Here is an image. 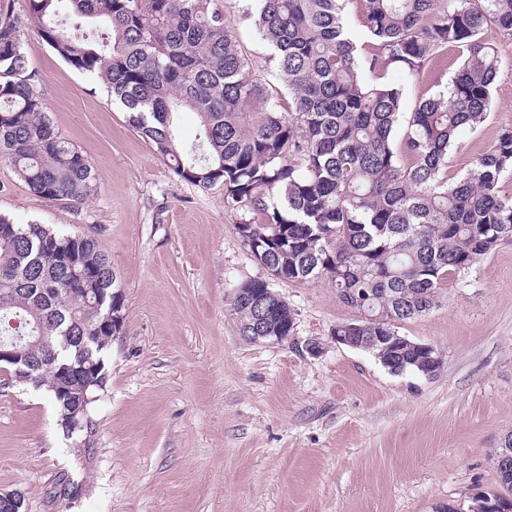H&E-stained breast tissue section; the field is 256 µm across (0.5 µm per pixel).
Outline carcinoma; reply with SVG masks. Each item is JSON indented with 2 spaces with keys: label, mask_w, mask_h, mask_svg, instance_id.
<instances>
[{
  "label": "carcinoma",
  "mask_w": 512,
  "mask_h": 512,
  "mask_svg": "<svg viewBox=\"0 0 512 512\" xmlns=\"http://www.w3.org/2000/svg\"><path fill=\"white\" fill-rule=\"evenodd\" d=\"M27 22L81 73L101 78L129 123L183 181L222 187L229 204L260 221L237 225L265 268L281 279H326L347 307L381 318L361 324V350L394 374L430 362L401 325L439 306L441 288L512 242V126L455 180L450 152L489 117L499 74L490 26L512 35V0H362L373 54L362 57L345 0H246L243 11L292 93L283 108L256 76L224 24L217 0H25ZM22 25L0 11V159L34 195L81 202L96 190L93 164L62 138L33 89ZM465 51L447 91L405 111L403 89L382 81L396 69L420 76L448 46ZM196 113L200 133L178 141L174 114ZM112 260L88 235L0 215V344L47 354L39 379L71 438L68 417L91 393L84 367L105 359L123 324H104L124 302ZM118 296H113V293ZM278 316L284 341L293 313L261 279L240 284L231 307L240 335L254 336L251 300ZM505 498L472 497L466 512Z\"/></svg>",
  "instance_id": "carcinoma-1"
}]
</instances>
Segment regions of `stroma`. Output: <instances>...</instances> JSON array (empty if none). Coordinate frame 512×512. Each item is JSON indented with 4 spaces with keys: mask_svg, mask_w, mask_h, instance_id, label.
<instances>
[{
    "mask_svg": "<svg viewBox=\"0 0 512 512\" xmlns=\"http://www.w3.org/2000/svg\"><path fill=\"white\" fill-rule=\"evenodd\" d=\"M225 23L274 96L291 93L241 9ZM489 119L463 131L449 175L512 125V36ZM34 89L62 137L97 171L80 204L34 196L0 161V215L94 236L125 299L91 430L63 436L45 391L0 370V491L26 512H436L495 488L492 455L512 433V242L441 291L402 334L441 351L431 377L395 375L337 344L354 318L327 280L273 278L241 240L250 212L220 187L181 181L129 124L98 77L67 65L35 25L23 30ZM461 53L448 47L419 78L388 70L407 107L444 90ZM269 282L295 318L284 341L249 342L229 303ZM318 345L311 353L310 345Z\"/></svg>",
    "mask_w": 512,
    "mask_h": 512,
    "instance_id": "35a3bbf8",
    "label": "stroma"
}]
</instances>
